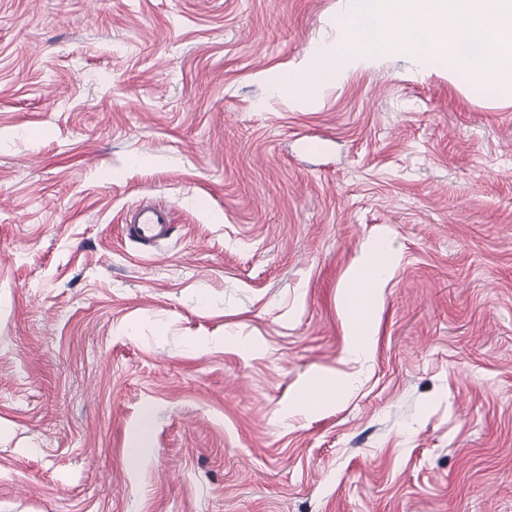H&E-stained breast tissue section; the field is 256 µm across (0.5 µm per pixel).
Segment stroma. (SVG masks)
<instances>
[{"mask_svg": "<svg viewBox=\"0 0 512 512\" xmlns=\"http://www.w3.org/2000/svg\"><path fill=\"white\" fill-rule=\"evenodd\" d=\"M343 27L340 0H0V512H512V90L383 53L265 82ZM155 197L147 249L122 225ZM326 368L346 395L299 410ZM172 208L163 199H154L128 211L125 217L126 236L144 247L168 239L172 228ZM388 269L387 253L378 244L364 252L356 265L349 289V329L353 336L349 355L355 361L364 359L370 348V329L378 307L379 291Z\"/></svg>", "mask_w": 512, "mask_h": 512, "instance_id": "obj_1", "label": "stroma"}]
</instances>
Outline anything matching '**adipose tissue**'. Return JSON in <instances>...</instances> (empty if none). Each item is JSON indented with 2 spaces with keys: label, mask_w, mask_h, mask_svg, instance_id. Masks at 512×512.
Returning a JSON list of instances; mask_svg holds the SVG:
<instances>
[{
  "label": "adipose tissue",
  "mask_w": 512,
  "mask_h": 512,
  "mask_svg": "<svg viewBox=\"0 0 512 512\" xmlns=\"http://www.w3.org/2000/svg\"><path fill=\"white\" fill-rule=\"evenodd\" d=\"M388 269L387 254L378 245L364 252L356 265L349 295V329L352 336L349 355L353 360L364 359L370 348V329L378 307L379 291Z\"/></svg>",
  "instance_id": "1"
}]
</instances>
